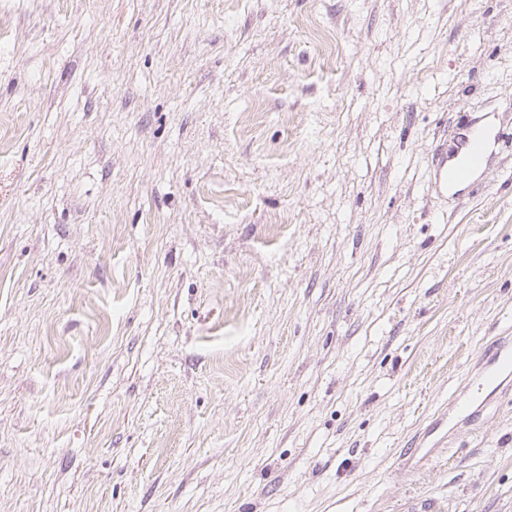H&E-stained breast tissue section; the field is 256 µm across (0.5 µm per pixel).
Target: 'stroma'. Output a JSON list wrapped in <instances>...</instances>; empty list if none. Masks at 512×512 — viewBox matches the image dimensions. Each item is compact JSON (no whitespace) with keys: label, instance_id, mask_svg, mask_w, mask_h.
I'll return each instance as SVG.
<instances>
[{"label":"stroma","instance_id":"35a3bbf8","mask_svg":"<svg viewBox=\"0 0 512 512\" xmlns=\"http://www.w3.org/2000/svg\"><path fill=\"white\" fill-rule=\"evenodd\" d=\"M0 9V512H512V0ZM456 151L440 158L436 170V179L446 190H453L468 182L473 169L486 163L484 132L466 128L460 133ZM483 387H493V391L509 389L512 386V346L498 345L487 356L486 367L482 374Z\"/></svg>","mask_w":512,"mask_h":512}]
</instances>
